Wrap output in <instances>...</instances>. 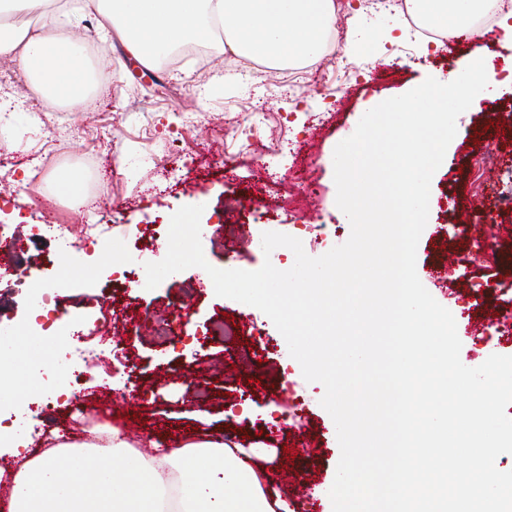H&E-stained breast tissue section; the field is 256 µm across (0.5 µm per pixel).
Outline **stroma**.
Segmentation results:
<instances>
[{"mask_svg":"<svg viewBox=\"0 0 512 512\" xmlns=\"http://www.w3.org/2000/svg\"><path fill=\"white\" fill-rule=\"evenodd\" d=\"M347 22L335 63L273 83L252 63L213 54L207 69L195 60L143 87L116 37H103L97 21L82 18L78 32L98 54L101 83L79 108L48 106L30 88H19L15 62L0 57V100L19 102L23 116L0 127V239L20 241L26 280L15 256L0 253V321L30 322V286L54 284L58 314H81L82 331L121 343V355L84 367L74 393L31 411V455L50 432L81 442L87 422L123 430L130 441L194 440L223 431L243 448L263 445L269 492L286 494L292 508L326 512L324 493L340 458L336 427L320 400L321 383L303 385L301 421L276 422L291 397L286 378L300 364H284L282 334L258 308H238L216 296L199 268L165 278L152 290L125 291L113 266L129 256L167 245L170 218L180 207L203 206L207 262L218 269L254 271L264 262L252 241L266 232L298 238L312 257L344 244L351 226L336 205L333 153L365 112L410 91L429 77H446L476 54L500 73L512 71V47L460 38L452 45L410 40L399 13L378 0H344ZM457 133L433 176L432 204L420 236L416 271L423 286L453 314L470 368L492 354L512 356V338L486 339L485 325L501 310L512 312V86L459 115ZM127 164L131 172L116 175ZM72 175L91 203L78 211L53 200L60 178ZM71 226L67 253L53 239L33 235L35 225ZM95 234L101 247L90 246ZM495 244L484 262L451 269L474 238ZM483 285L481 302L473 287ZM169 317L171 335L159 342L150 317ZM224 319L229 334L198 342L205 322ZM134 367L132 396L113 391L112 379ZM296 475L291 487L283 472Z\"/></svg>","mask_w":512,"mask_h":512,"instance_id":"1","label":"stroma"}]
</instances>
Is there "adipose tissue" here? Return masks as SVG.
<instances>
[{
  "label": "adipose tissue",
  "mask_w": 512,
  "mask_h": 512,
  "mask_svg": "<svg viewBox=\"0 0 512 512\" xmlns=\"http://www.w3.org/2000/svg\"><path fill=\"white\" fill-rule=\"evenodd\" d=\"M11 11L37 15V30L0 23V57L16 61L48 104L72 107L95 80L78 43L59 35L62 25L90 11L101 31L114 33L141 65H154L173 46L208 34L212 17L223 22L229 52L249 61L288 64L317 57L335 32L334 0H82L74 10H46V0H6ZM431 27L479 39L475 16L496 0H407ZM266 472L253 456L230 447L223 434L137 452L114 427L96 429L88 444L52 434L46 449L14 477L11 512H162L158 492L166 481L177 491L176 512H291L269 499Z\"/></svg>",
  "instance_id": "obj_1"
}]
</instances>
